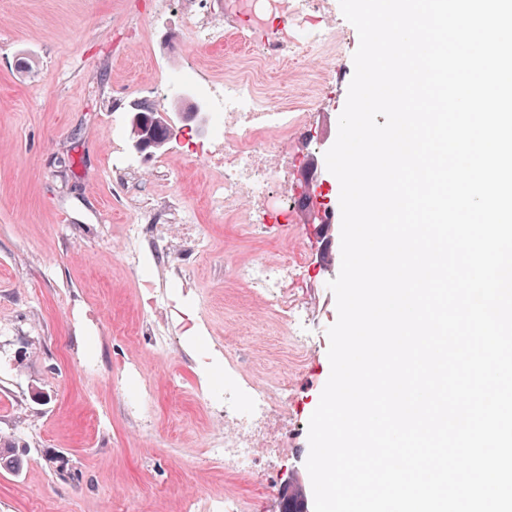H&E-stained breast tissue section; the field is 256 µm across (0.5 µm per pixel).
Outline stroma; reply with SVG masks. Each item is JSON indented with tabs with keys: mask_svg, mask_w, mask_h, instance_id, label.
<instances>
[{
	"mask_svg": "<svg viewBox=\"0 0 512 512\" xmlns=\"http://www.w3.org/2000/svg\"><path fill=\"white\" fill-rule=\"evenodd\" d=\"M210 24L225 26L229 42L202 45L196 32ZM318 26L335 31V49L268 66L261 89L272 98L294 89L288 192L302 198L315 172L313 204L332 218L311 224L297 209L256 237L206 203L213 126L140 154L129 104L172 117L184 96L210 107L207 82L247 70V48L294 36L278 5L253 14L239 0H0V439L23 460L0 471V512H183L187 497L227 490L253 512H284L285 490L312 498L308 421L330 375L338 313L328 283L341 267L323 260L341 251L340 183L324 154L359 45L336 2ZM130 224L168 227L136 266L119 258ZM183 224L197 225L207 248L180 254L178 279L156 254ZM293 249L302 270L288 292L307 327L299 344L284 343L267 301L232 277L237 263ZM150 321L166 351L147 334ZM228 345L247 354V370L260 363L288 380L285 446L265 456L264 483L253 471L225 476L206 453ZM145 381L152 407L140 424L126 409ZM54 454L72 479L50 468Z\"/></svg>",
	"mask_w": 512,
	"mask_h": 512,
	"instance_id": "obj_1",
	"label": "stroma"
}]
</instances>
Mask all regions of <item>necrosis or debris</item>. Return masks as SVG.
<instances>
[{"label": "necrosis or debris", "instance_id": "obj_1", "mask_svg": "<svg viewBox=\"0 0 512 512\" xmlns=\"http://www.w3.org/2000/svg\"><path fill=\"white\" fill-rule=\"evenodd\" d=\"M330 42L329 32L302 26L293 39L272 40L255 57L261 64L294 59L327 51ZM213 96L219 102L217 131L224 144V173L222 180L211 185L208 196L228 216L242 215L245 204H252L255 215L250 231L261 234L260 215L268 206H275L279 216L288 214L287 200L275 193L281 170L272 160L286 151L298 115L289 111L287 101L263 96L251 72L225 77L215 85ZM298 268L296 254L289 252L274 262L257 259L233 269L236 280L275 301L283 334L293 341L306 333L298 306L288 293V281ZM287 388L284 379L267 381L244 373L238 356L225 355L224 431L209 443L210 455L223 458L225 474L252 467L259 449L281 447L283 405L276 394Z\"/></svg>", "mask_w": 512, "mask_h": 512}]
</instances>
